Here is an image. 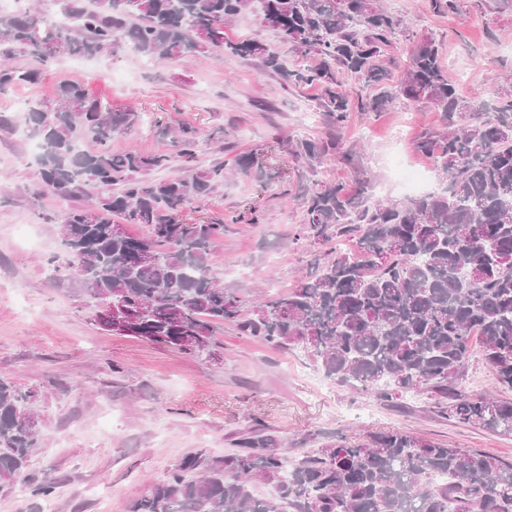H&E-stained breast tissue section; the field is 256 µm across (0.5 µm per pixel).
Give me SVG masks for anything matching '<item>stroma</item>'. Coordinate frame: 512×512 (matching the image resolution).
<instances>
[{"mask_svg":"<svg viewBox=\"0 0 512 512\" xmlns=\"http://www.w3.org/2000/svg\"><path fill=\"white\" fill-rule=\"evenodd\" d=\"M382 2L414 35L440 43L461 96L492 106L512 89V0H458L450 15L430 0ZM226 35L264 41L292 70L312 63L279 43L253 11ZM64 80L112 108L139 113L133 133L113 140V150L169 153L174 132L188 126L200 136L201 167L253 155L265 179L231 176L220 195L184 213L191 222L223 223L209 267L247 310L259 290L286 292L316 270L319 250L292 241L313 183L352 185L368 176L373 199L402 201L390 166L399 154L428 168L431 191L446 186L411 145L421 131L442 125L429 104L399 103L371 119L352 115L343 131L351 160L327 158L313 168L292 145L333 133L319 109L320 89L288 86L258 61L224 52L150 66L128 50L110 60L66 59L37 83L0 95V114L15 117L26 104L49 102ZM36 167L32 140L0 130V378L37 392L41 420L29 479L0 488V512H43L48 504L55 512H102L89 493L98 484L109 486L112 512H130L186 457H223L239 432L256 425L292 448L400 430L512 461V437L442 418L418 395L388 403L339 385L307 353L272 348L230 324L217 329L214 350L197 357L98 329L93 301L60 269L67 251L56 219L74 202L38 197ZM253 208L260 213L255 224L245 218ZM47 478L57 483L54 494L35 495Z\"/></svg>","mask_w":512,"mask_h":512,"instance_id":"1","label":"stroma"}]
</instances>
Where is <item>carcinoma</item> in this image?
<instances>
[{
    "label": "carcinoma",
    "mask_w": 512,
    "mask_h": 512,
    "mask_svg": "<svg viewBox=\"0 0 512 512\" xmlns=\"http://www.w3.org/2000/svg\"><path fill=\"white\" fill-rule=\"evenodd\" d=\"M65 0L68 27L36 8L0 14V94L39 81L63 57H114L129 49L150 61L224 51L257 58L295 87L321 89L320 106L337 130L351 113L393 107L399 97L428 102L446 123L414 140L448 182L441 193L400 203L351 192L339 182L309 190L303 239L325 248L318 271L288 293H267L249 312L210 274L214 240L224 223L194 222L184 211L217 196L226 171L197 166L198 131L182 127L175 155L112 150L139 113L116 110L76 82H63L50 106L30 107L23 122L42 144L39 191L85 203L57 219L71 243L65 269L94 263L83 278L96 306L112 305V325L153 344L201 355L217 328L288 350L307 349L326 376L391 402L414 392L444 418L512 435V399L471 396L460 387L480 355L497 391L512 390V94L485 112L460 96L429 36L405 38L407 54L395 88L353 97L352 81L382 84L400 58L387 52L401 20L378 0H259L263 23L285 45L318 63L289 70L259 39L226 40L224 29L254 0ZM26 63L20 64L18 60ZM90 137V151L78 148ZM293 153L315 166L328 155L349 159L342 136L301 140ZM182 162L184 175L152 173ZM146 233L112 236V225ZM357 243V254L332 244ZM474 269L469 286L461 276ZM37 393L0 379V486L25 478L39 431L23 419ZM275 487L268 497L255 483ZM133 512H512V462L479 450L445 447L404 431L372 432L325 444L293 458L275 436L248 428L218 460L185 459L153 484Z\"/></svg>",
    "instance_id": "carcinoma-1"
}]
</instances>
